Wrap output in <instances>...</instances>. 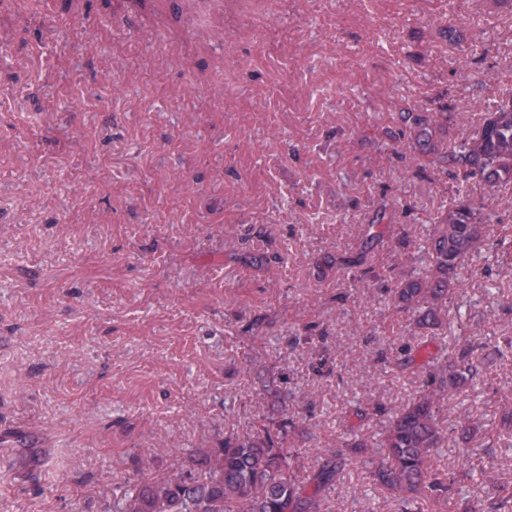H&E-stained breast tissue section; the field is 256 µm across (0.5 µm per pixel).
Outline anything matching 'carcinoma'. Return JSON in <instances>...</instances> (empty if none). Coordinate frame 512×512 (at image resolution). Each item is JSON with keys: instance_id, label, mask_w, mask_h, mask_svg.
<instances>
[{"instance_id": "carcinoma-1", "label": "carcinoma", "mask_w": 512, "mask_h": 512, "mask_svg": "<svg viewBox=\"0 0 512 512\" xmlns=\"http://www.w3.org/2000/svg\"><path fill=\"white\" fill-rule=\"evenodd\" d=\"M448 106L436 112L407 108L399 113V125L391 139L407 156L401 171L404 179L424 177L429 172H454L468 183L485 186L512 183V90L501 94L493 107L483 109L473 133L448 141ZM494 199L471 198L440 213L427 244L429 265L417 276L397 279L388 289L394 307L417 313L418 324H438L440 306L458 285L459 271L475 252L512 242L489 238ZM391 223L381 207L365 228V235L379 239L382 224ZM336 268H354L364 280L373 268L362 253L338 257ZM482 361L471 350L430 357L422 363L408 357L402 363L422 379L414 397L388 412L381 437L368 441L355 435L343 437L335 451L312 470L299 462L297 439L312 440L295 431V423L283 417L253 423L250 430L224 438V443L202 452L204 476L175 477L136 484L115 502L112 512H335L330 489L346 466L345 455L368 465L369 484L408 502L421 493L428 462L448 440L440 426L443 413L453 416L445 403L450 392H461L480 372Z\"/></svg>"}]
</instances>
